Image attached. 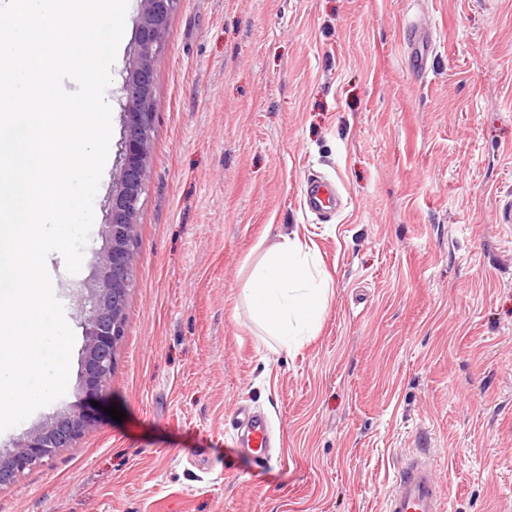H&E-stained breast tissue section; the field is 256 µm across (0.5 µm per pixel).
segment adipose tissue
<instances>
[{
  "label": "adipose tissue",
  "mask_w": 512,
  "mask_h": 512,
  "mask_svg": "<svg viewBox=\"0 0 512 512\" xmlns=\"http://www.w3.org/2000/svg\"><path fill=\"white\" fill-rule=\"evenodd\" d=\"M329 288L311 252L286 236L251 266L242 295L263 334L289 349L320 322Z\"/></svg>",
  "instance_id": "1"
}]
</instances>
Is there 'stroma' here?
<instances>
[{
    "mask_svg": "<svg viewBox=\"0 0 512 512\" xmlns=\"http://www.w3.org/2000/svg\"><path fill=\"white\" fill-rule=\"evenodd\" d=\"M140 9L128 0L111 68L82 267L46 262L75 335L68 389L0 449L81 398L77 294L119 169ZM154 98L135 279L98 423L0 487V512H385L415 454L449 487L445 512H512V0H181ZM315 176L343 199L327 222L303 204ZM292 232L331 293L289 351L241 290ZM241 404L272 422L266 467L224 435Z\"/></svg>",
    "mask_w": 512,
    "mask_h": 512,
    "instance_id": "35a3bbf8",
    "label": "stroma"
}]
</instances>
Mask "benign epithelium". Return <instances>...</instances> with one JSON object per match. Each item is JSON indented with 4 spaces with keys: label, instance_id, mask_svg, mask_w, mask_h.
I'll return each mask as SVG.
<instances>
[{
    "label": "benign epithelium",
    "instance_id": "benign-epithelium-1",
    "mask_svg": "<svg viewBox=\"0 0 512 512\" xmlns=\"http://www.w3.org/2000/svg\"><path fill=\"white\" fill-rule=\"evenodd\" d=\"M181 0H141L132 59L123 79L121 165L108 198L102 246L86 288L79 390L95 400L108 389L115 347L125 334L126 308L135 275L137 225L148 184L154 139L155 61L165 49L167 27ZM86 409L58 411L0 452V484L9 485L25 471L43 465L61 448L73 446L95 426Z\"/></svg>",
    "mask_w": 512,
    "mask_h": 512
}]
</instances>
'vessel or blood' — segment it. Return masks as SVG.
Segmentation results:
<instances>
[{
    "label": "vessel or blood",
    "instance_id": "obj_1",
    "mask_svg": "<svg viewBox=\"0 0 512 512\" xmlns=\"http://www.w3.org/2000/svg\"><path fill=\"white\" fill-rule=\"evenodd\" d=\"M304 203L318 215H328L338 207V194L319 178L308 180ZM228 436L246 451L256 463H266L270 456L272 433L268 420L238 408L230 414ZM443 485L434 468L414 459L399 469L395 486L388 497L385 512H439Z\"/></svg>",
    "mask_w": 512,
    "mask_h": 512
}]
</instances>
